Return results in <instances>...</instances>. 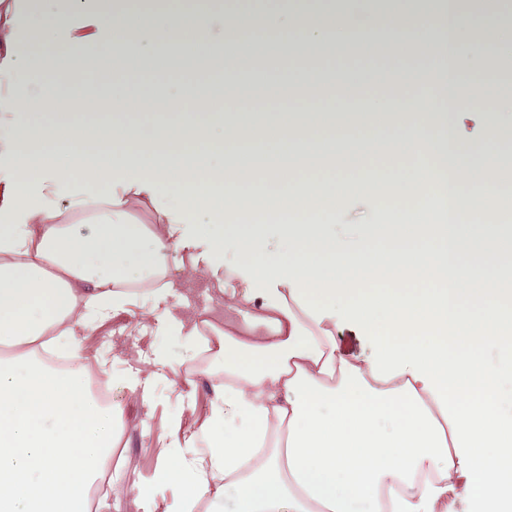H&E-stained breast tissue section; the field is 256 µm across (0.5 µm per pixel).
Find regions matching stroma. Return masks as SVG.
<instances>
[{
	"label": "stroma",
	"mask_w": 512,
	"mask_h": 512,
	"mask_svg": "<svg viewBox=\"0 0 512 512\" xmlns=\"http://www.w3.org/2000/svg\"><path fill=\"white\" fill-rule=\"evenodd\" d=\"M428 64V59L413 50L398 56L363 53L343 59H327L321 66L338 72L353 69L412 72ZM223 78L224 72L220 69L204 75L161 69L153 74L131 77L127 89L134 94H158L173 82L199 88ZM318 219L324 224H437L442 215L429 208L422 196L398 200L384 190L374 195L367 211L351 207L332 214H319ZM168 306L187 319L195 317L203 308H210L212 321L219 325L228 314L223 292L208 278L177 287L168 299ZM162 344L167 346L172 358L184 357L185 351L179 341L159 336L155 329L136 326L125 313L110 317L83 332L80 338L83 355L96 374L111 384L128 419L123 439L112 457L113 464L126 469L128 482L118 493L108 487L101 489L96 501L99 512H143L139 501V487L143 484L154 487V512H170L178 497L176 486L157 479L161 456L158 440L169 419H178L183 427L193 428L205 418L213 396V376L200 367L182 366L176 386L155 382L152 396L147 400L117 382L118 377L131 368L149 375L152 371L149 359L155 348Z\"/></svg>",
	"instance_id": "stroma-1"
}]
</instances>
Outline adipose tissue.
I'll return each mask as SVG.
<instances>
[{"label": "adipose tissue", "instance_id": "1", "mask_svg": "<svg viewBox=\"0 0 512 512\" xmlns=\"http://www.w3.org/2000/svg\"><path fill=\"white\" fill-rule=\"evenodd\" d=\"M354 37L430 60L392 72L409 96L399 111L373 93L378 73L337 75V111L370 116L357 141L320 102L272 112L274 82L241 83L254 42L318 62ZM172 55L198 73L223 66V87L127 92L129 75ZM511 59L495 0H413L405 12L396 0H67L39 27L1 8L0 512H88L126 420L91 392L77 336L119 312L224 366L199 427L161 441L177 512L229 496L232 512H512V291L500 286L512 234L490 200L512 166L484 159L512 132V94L478 80ZM47 69L111 72L112 107L129 120L99 118L93 92L49 97L34 81ZM383 129L423 155L397 166L393 192L420 189L442 223L348 236L315 223L371 172L298 161L301 146L351 154ZM261 189L287 193L302 217L275 254L262 247ZM146 204L156 223H131ZM66 207L93 212L87 232L62 222ZM204 277L239 320L190 323L167 308L175 279ZM350 325L371 353L340 343ZM151 364L122 377L145 400L180 374L165 349Z\"/></svg>", "mask_w": 512, "mask_h": 512}]
</instances>
